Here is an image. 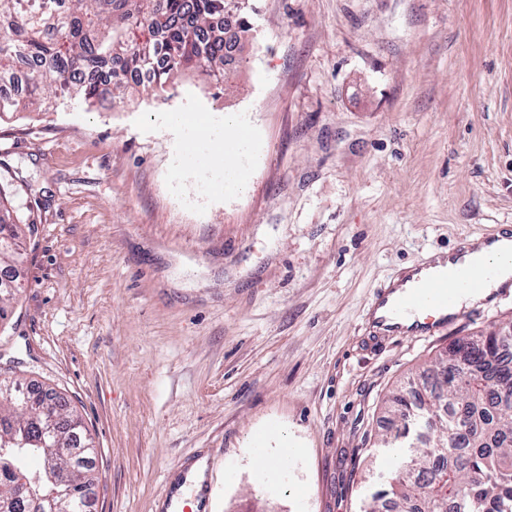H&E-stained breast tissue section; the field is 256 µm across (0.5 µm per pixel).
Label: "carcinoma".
Wrapping results in <instances>:
<instances>
[{"label":"carcinoma","mask_w":512,"mask_h":512,"mask_svg":"<svg viewBox=\"0 0 512 512\" xmlns=\"http://www.w3.org/2000/svg\"><path fill=\"white\" fill-rule=\"evenodd\" d=\"M225 0H0V83L22 81L20 98L0 96V117L43 105L51 97H77L87 108L105 98H124L129 77L151 72L149 86L166 91L172 78L193 72L210 78L224 67L231 45L218 35L205 36L212 23L223 25L238 43L250 30L246 9L233 15ZM11 204L0 189V263H23V236ZM512 345V325L494 326L475 337H462L426 369V400L398 391L388 412L399 419L395 431L380 435L385 448L402 458L389 484L372 494L362 512H512V367L500 351ZM25 413L0 402V449L11 467L0 469V505L11 497L14 475L41 478L27 460L44 457L34 445L15 440L43 411L59 405L51 391L33 390L14 381ZM50 437L58 448L78 456L72 474L81 491L95 474L93 439L82 421Z\"/></svg>","instance_id":"carcinoma-1"}]
</instances>
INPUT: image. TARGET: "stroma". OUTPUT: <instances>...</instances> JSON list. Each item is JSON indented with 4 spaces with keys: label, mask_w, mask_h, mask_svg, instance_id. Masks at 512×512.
Segmentation results:
<instances>
[{
    "label": "stroma",
    "mask_w": 512,
    "mask_h": 512,
    "mask_svg": "<svg viewBox=\"0 0 512 512\" xmlns=\"http://www.w3.org/2000/svg\"><path fill=\"white\" fill-rule=\"evenodd\" d=\"M227 90L0 121V183L34 216L0 374L55 390L98 455L97 512H164L206 463L207 512H360L387 484L384 402L512 291L441 336H376L375 290L512 225V0H252ZM194 104L250 141L224 168ZM206 126V127H207ZM293 455L275 483L256 435Z\"/></svg>",
    "instance_id": "stroma-1"
}]
</instances>
